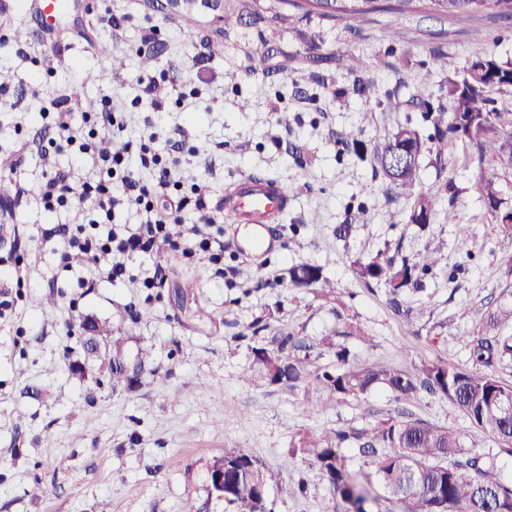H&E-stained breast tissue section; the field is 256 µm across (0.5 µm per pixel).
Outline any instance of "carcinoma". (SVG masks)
Instances as JSON below:
<instances>
[{
	"instance_id": "1",
	"label": "carcinoma",
	"mask_w": 512,
	"mask_h": 512,
	"mask_svg": "<svg viewBox=\"0 0 512 512\" xmlns=\"http://www.w3.org/2000/svg\"><path fill=\"white\" fill-rule=\"evenodd\" d=\"M309 14L314 10L324 17L349 20L355 27L367 14L382 11L410 12L418 0H279ZM426 9L446 17L486 14L512 18V0H424ZM512 88V64H500L483 50L474 52V60L461 79L448 86L451 112H437L433 118L436 133L463 140L479 159L506 156L512 159V113L502 112L492 90ZM408 136L410 148L405 157L398 150ZM424 143L411 127L398 128L389 138L359 158L382 173L391 189L410 192L419 182V158ZM480 198L498 211V189L494 179L482 176L478 181ZM442 187L417 195L409 223L429 224L434 204ZM441 260V247L426 249L418 260L396 261L380 252L366 262L355 263L356 274L366 283L383 285L394 296L402 288L418 285L422 275ZM296 288H318L325 296L336 294L334 283L324 275L321 265L302 263L288 270ZM512 327V305L485 312L480 321V337L473 341L470 370L433 363L411 374L388 364L366 365L350 357V350L332 338L322 346L333 353L336 366L321 365L305 356L288 353L289 336H278L273 345L252 347L257 386L295 387L303 384L319 392L312 405L320 411L349 396L365 394L375 388L397 398L409 399L424 389L440 395L458 408L470 423L495 438L500 450L512 454V384L502 382L488 367L505 355H512V336L501 331ZM112 382L139 374L144 360L129 361L120 341L112 342L107 356ZM355 445L362 454L373 456L375 475L383 495L371 494V482L349 464L344 449ZM294 449L308 457L320 477L337 493L343 512H363L364 504L381 500L399 508V512H512V483L495 474L496 456L465 451L461 436L448 428L407 417L383 420L369 428L333 430L322 435L305 433ZM224 469V502L233 512H271L270 488L275 476L264 462L244 451L230 450L211 464Z\"/></svg>"
}]
</instances>
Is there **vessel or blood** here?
Masks as SVG:
<instances>
[{
	"label": "vessel or blood",
	"mask_w": 512,
	"mask_h": 512,
	"mask_svg": "<svg viewBox=\"0 0 512 512\" xmlns=\"http://www.w3.org/2000/svg\"><path fill=\"white\" fill-rule=\"evenodd\" d=\"M30 6L44 33H60L59 18L73 8L71 0H30ZM225 211H238L247 226L248 240L257 245L269 244L270 227L277 223L288 206V190L278 182L239 179L224 195Z\"/></svg>",
	"instance_id": "b4317fda"
}]
</instances>
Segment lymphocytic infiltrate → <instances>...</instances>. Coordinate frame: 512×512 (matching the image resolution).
Segmentation results:
<instances>
[{"mask_svg":"<svg viewBox=\"0 0 512 512\" xmlns=\"http://www.w3.org/2000/svg\"><path fill=\"white\" fill-rule=\"evenodd\" d=\"M50 107L57 114L55 128L59 138L77 146L82 154H94L92 140L99 130L121 133L126 128L123 114L107 105L95 117L85 118L83 126L78 128L67 120L66 103L54 101ZM155 140V135H144L128 143L124 152L95 155L94 179L73 185L64 177L53 175L41 188L45 208L53 209L69 202L87 203L98 220L108 224L106 235L73 236L68 239L67 248L80 252L115 280L127 276L126 259L152 254L155 242L166 238L168 223L190 209L199 213L201 221L190 229L197 239L196 244L179 248L182 260L194 261L200 250L208 252L211 263H221L224 258L223 250L214 249L210 233L218 222L217 212L203 197L187 196L182 193L180 184L172 182L166 162L154 147ZM143 170L153 172L152 184L140 181L138 174ZM121 203L144 214V222L137 225L113 223L112 212Z\"/></svg>","mask_w":512,"mask_h":512,"instance_id":"f902f5d3","label":"lymphocytic infiltrate"}]
</instances>
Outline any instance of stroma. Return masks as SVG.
Masks as SVG:
<instances>
[{
    "label": "stroma",
    "instance_id": "obj_1",
    "mask_svg": "<svg viewBox=\"0 0 512 512\" xmlns=\"http://www.w3.org/2000/svg\"><path fill=\"white\" fill-rule=\"evenodd\" d=\"M0 8V169L11 184L0 200V225L16 229L25 270L17 282L11 244L0 241V512H231L208 497L206 470L225 451L244 450L279 472L272 512H341L329 483L290 449L300 433L363 428L405 413L459 432L473 453L494 452L496 474L512 482V456L472 426L447 399L426 392L405 401L376 389L312 411L305 388H256L243 376L252 349L291 335L320 352L319 339L345 324L367 341L348 340L366 364L391 363L414 373L426 363L469 367V344L481 313L512 303V235L477 189L494 178L498 211L512 210V164L478 159L462 141L438 138L431 113L449 108L448 84L459 79L475 49L512 63V18L484 14L448 18L426 9L375 12L359 29L318 14L299 16L278 0H94L88 34L64 44L45 40L23 0ZM234 14L225 26V14ZM120 19L113 30L101 16ZM156 65L151 96L168 106L147 126L137 104L139 56ZM351 53L372 62L351 74L335 58ZM442 64H434V54ZM127 67L113 77L111 61ZM377 96L364 103L361 83ZM123 112L128 134H156L155 149L175 179L197 184L216 203L240 177L259 174L288 189L272 247L252 251L235 225L223 227L224 275L207 260L182 262L171 247L131 260L133 280L94 276L81 287L86 264L60 266L61 232L76 229V206L47 211L37 186L61 172L90 176L91 162L45 154L54 137L51 99L67 100L69 120L85 112L72 88ZM289 113V127L276 115ZM417 130L425 143L420 186H442L426 227L409 223L412 197L388 190L381 173L348 147L383 142L397 127ZM398 221L384 223L386 211ZM349 225L339 236L340 225ZM443 242L442 260L419 290L365 284L355 263L377 252L414 259ZM161 262L162 287L139 286ZM323 266L336 285L328 300L314 288L292 287L288 270ZM151 308L153 315L138 320ZM211 320L194 318L196 308ZM107 322L129 358L144 357L137 379L109 381L101 358L85 345L83 324ZM40 496H32L33 487Z\"/></svg>",
    "mask_w": 512,
    "mask_h": 512
}]
</instances>
